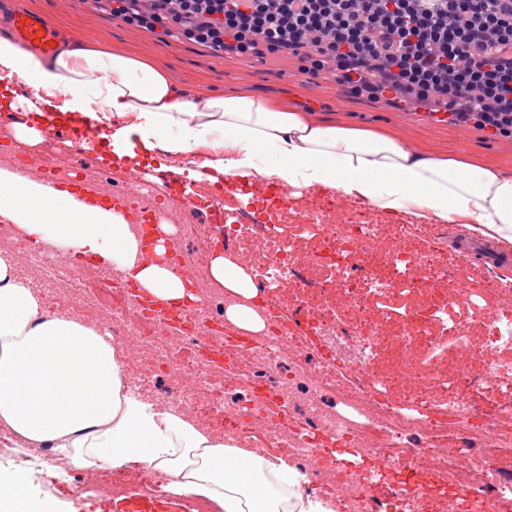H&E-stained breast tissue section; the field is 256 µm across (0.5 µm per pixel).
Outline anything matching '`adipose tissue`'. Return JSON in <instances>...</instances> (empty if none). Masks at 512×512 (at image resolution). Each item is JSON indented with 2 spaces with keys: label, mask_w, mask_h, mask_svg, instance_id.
I'll use <instances>...</instances> for the list:
<instances>
[{
  "label": "adipose tissue",
  "mask_w": 512,
  "mask_h": 512,
  "mask_svg": "<svg viewBox=\"0 0 512 512\" xmlns=\"http://www.w3.org/2000/svg\"><path fill=\"white\" fill-rule=\"evenodd\" d=\"M22 80L59 100L70 118L112 125L116 160L156 149L211 152L209 168L238 180L266 177L320 188L388 213L458 222L512 242V174L466 159L425 154L390 133L339 126L269 96L196 99L153 64L83 44L44 61L0 37V81ZM0 219L62 252L123 270L160 303L183 300V279L137 261L125 218L15 172L0 179ZM0 428L18 448L50 446L76 467L137 462L203 498L215 512H329L304 496L286 462L214 436L175 408L124 390L112 335L50 313L0 253Z\"/></svg>",
  "instance_id": "ef3b65f1"
}]
</instances>
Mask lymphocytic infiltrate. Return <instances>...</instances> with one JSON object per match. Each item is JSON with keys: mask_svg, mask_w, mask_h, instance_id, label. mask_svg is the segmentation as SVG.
I'll return each mask as SVG.
<instances>
[{"mask_svg": "<svg viewBox=\"0 0 512 512\" xmlns=\"http://www.w3.org/2000/svg\"><path fill=\"white\" fill-rule=\"evenodd\" d=\"M159 24L241 53L332 63L352 95L437 99L454 123L512 136V0H154Z\"/></svg>", "mask_w": 512, "mask_h": 512, "instance_id": "lymphocytic-infiltrate-1", "label": "lymphocytic infiltrate"}]
</instances>
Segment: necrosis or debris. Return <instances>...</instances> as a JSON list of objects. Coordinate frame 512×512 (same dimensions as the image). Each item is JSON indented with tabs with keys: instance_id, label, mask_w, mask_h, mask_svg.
Segmentation results:
<instances>
[{
	"instance_id": "necrosis-or-debris-1",
	"label": "necrosis or debris",
	"mask_w": 512,
	"mask_h": 512,
	"mask_svg": "<svg viewBox=\"0 0 512 512\" xmlns=\"http://www.w3.org/2000/svg\"><path fill=\"white\" fill-rule=\"evenodd\" d=\"M56 149L49 136L34 155L0 152V165L25 166L39 179L74 180L73 166L50 163ZM117 186L132 198V232L153 233L151 202L170 181L149 182L129 167ZM355 212L351 204L315 206L307 195L275 192L264 181L245 194L221 195L198 182L192 199L168 218L179 232L167 250L147 256L184 278L197 297L175 325L141 308L133 285L118 274L89 269L83 275L89 299L111 320L113 343L125 350L128 389L136 390L148 365L156 364L168 378L163 405L189 414L202 406L222 412L246 447L291 458L343 512H435L452 485L473 495L475 512H512V458L504 454L512 446V397L491 411L469 401L476 389H511L512 358L451 374L433 354L449 341L458 351L470 347L476 327L460 315L481 303L488 310L481 327L492 348L511 349L512 289L482 300L465 266H434L423 244L431 227L404 224L389 235L373 215L355 224ZM21 239L0 226V246H14L20 264L40 268L54 282L69 278L64 255L21 246ZM304 241L316 245L310 265L333 270L350 289L348 308L362 324L307 302L332 283L309 280L301 270ZM217 249L254 273L263 330L242 332L229 320L227 311L240 298L211 278L206 258ZM292 287L305 298L290 314L280 299ZM415 293L424 314L402 321V368L377 372L374 351L393 316L387 303ZM340 448L361 449L396 471L389 478L343 471L335 460Z\"/></svg>"
}]
</instances>
